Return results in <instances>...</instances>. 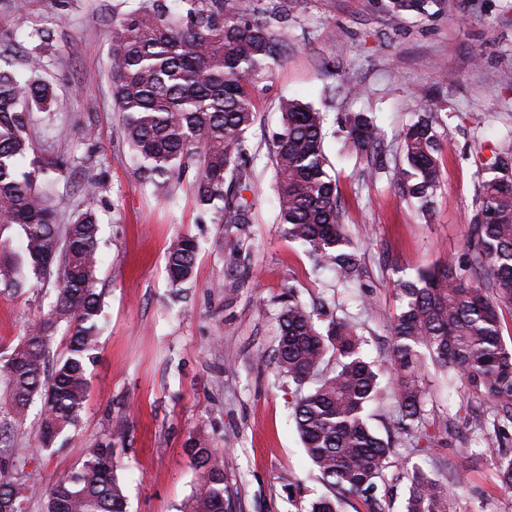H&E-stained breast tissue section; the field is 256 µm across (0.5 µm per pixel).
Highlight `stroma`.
Wrapping results in <instances>:
<instances>
[{
  "label": "stroma",
  "instance_id": "stroma-1",
  "mask_svg": "<svg viewBox=\"0 0 512 512\" xmlns=\"http://www.w3.org/2000/svg\"><path fill=\"white\" fill-rule=\"evenodd\" d=\"M388 0H299L285 56L272 64L254 103L255 222L243 276L224 273V227L201 218L191 185L196 168L173 178L170 197L133 171L112 98V19L135 0H0V50L26 75L34 31L54 34L42 52V76L56 88L50 111L28 131L36 156L69 161L48 170L53 203L69 223L86 199L100 220L98 271L103 330L88 367L89 396L76 440L39 449L38 409L16 442L42 490L79 467L89 448L115 441L117 474L128 512H180L196 484L184 448L195 440L224 459L228 512H301L326 492L292 418L296 385L259 363L279 334L280 297L295 289L308 307L362 325L368 360L380 359L402 301L399 282L438 263L470 266L472 219L483 172L494 153H512V0H439L424 14L397 15ZM359 91L338 92L341 79ZM294 96L324 115V147L340 191L345 234L364 253L360 287L315 270L304 247L280 222L272 166L281 97ZM347 112H368L386 131L384 168L357 156L341 128ZM432 113L440 135L442 181L429 214L395 194L402 165L399 133L415 113ZM189 234L201 250L186 301L173 298L165 270L169 248ZM22 293H0V351L48 311L53 284L28 277ZM427 428L438 447L395 450L398 467L436 469L451 461L468 473L459 512H512V490L498 484L496 448L505 434L474 429L489 412L483 396L429 369ZM453 435H446V428ZM34 495L23 512H42Z\"/></svg>",
  "mask_w": 512,
  "mask_h": 512
}]
</instances>
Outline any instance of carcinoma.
Here are the masks:
<instances>
[{
	"instance_id": "cac0c4a2",
	"label": "carcinoma",
	"mask_w": 512,
	"mask_h": 512,
	"mask_svg": "<svg viewBox=\"0 0 512 512\" xmlns=\"http://www.w3.org/2000/svg\"><path fill=\"white\" fill-rule=\"evenodd\" d=\"M437 0H389L394 13L425 14ZM295 0H140L112 19V95L136 171L163 195L170 180L197 165L192 185L197 204L224 225V267L234 278L244 270L254 223L247 132L255 123L258 80L279 61L293 30ZM55 87L39 77L21 80L0 65V227L20 228L21 247L0 239V287L16 293L24 268L55 281V300L17 343L0 355V381L8 401L0 407V512H22L38 487L24 470L15 433L40 402V450L77 428L88 396L86 361L97 350L102 293L97 288L99 221L93 204L68 224L58 223L45 168L29 159L27 131L34 111L47 112ZM283 123L274 139L276 192L281 223L304 245L315 266L342 282L359 279L360 249L340 223L338 186L327 172L322 113L298 98L280 102ZM346 137L373 165L384 163L385 132L363 112L343 118ZM404 166L393 169L401 198L430 212L440 184L439 135L423 113L400 132ZM496 175L481 183V206L470 238L474 264L487 277H466L453 262L431 267L398 284L405 304L390 329L383 362L366 359L359 325L332 316L325 329L318 313L293 289L283 294L281 333L269 364L298 386L293 419L305 452L330 489L306 512H338L346 494L363 498L368 512H386L378 481L395 466L394 449L426 433L430 394L422 377L429 366L453 374L486 396L493 426L512 425V348L501 334L500 310L512 309V155L490 163ZM199 242L177 239L167 265L171 287L193 280ZM68 339L65 356L51 351L58 329ZM393 374L396 401L392 431L383 438L369 425L368 408ZM89 449L80 467L42 493L43 512H126V496L114 468L112 438ZM197 482L183 512H225L224 464L215 450L189 442ZM501 486L512 489V448L497 456ZM408 482L405 512H456L459 471L444 483L419 465L402 471Z\"/></svg>"
}]
</instances>
